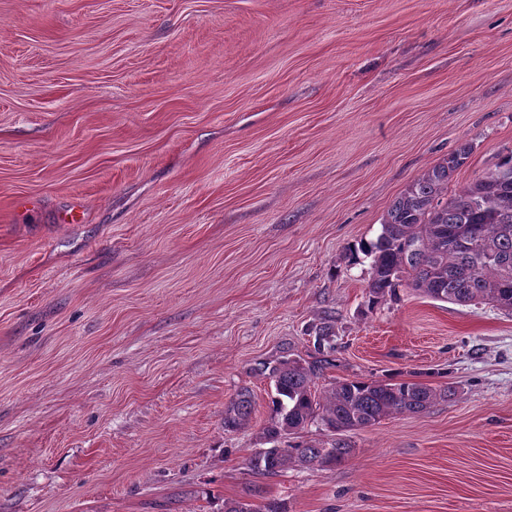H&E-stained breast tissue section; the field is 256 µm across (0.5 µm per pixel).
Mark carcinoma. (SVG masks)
Here are the masks:
<instances>
[{"label":"carcinoma","mask_w":512,"mask_h":512,"mask_svg":"<svg viewBox=\"0 0 512 512\" xmlns=\"http://www.w3.org/2000/svg\"><path fill=\"white\" fill-rule=\"evenodd\" d=\"M465 147L414 179L387 209L381 233L361 245L372 257L368 304L397 296L403 274L407 287L434 300L460 305L486 303L512 313V150L495 168L448 194L454 173L465 164ZM322 365L297 359L279 361L269 370L274 393L263 429L268 448L249 457L250 470L273 475L290 465L328 466L345 460L352 448L342 439L330 446L288 444L284 436L313 423L342 434L361 430L399 413H420L450 390L421 382L339 380L324 395L314 378ZM252 391L240 389L224 409V429L250 420ZM224 512H286L284 504L241 498L224 503Z\"/></svg>","instance_id":"obj_1"}]
</instances>
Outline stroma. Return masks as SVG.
I'll return each instance as SVG.
<instances>
[{
  "mask_svg": "<svg viewBox=\"0 0 512 512\" xmlns=\"http://www.w3.org/2000/svg\"><path fill=\"white\" fill-rule=\"evenodd\" d=\"M463 146L512 149V0H0V512H512V315L369 306L359 249ZM324 322L318 390L454 394L253 474ZM254 409V399L249 388L240 389L224 409V428L234 430L250 420ZM283 503L274 500L255 503L254 501L241 498L224 503V512H286Z\"/></svg>",
  "mask_w": 512,
  "mask_h": 512,
  "instance_id": "1",
  "label": "stroma"
}]
</instances>
